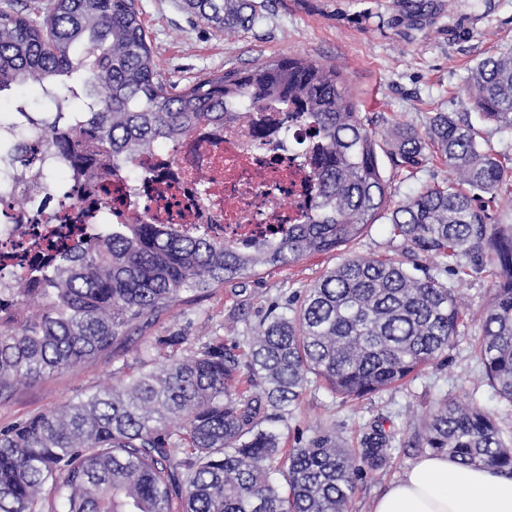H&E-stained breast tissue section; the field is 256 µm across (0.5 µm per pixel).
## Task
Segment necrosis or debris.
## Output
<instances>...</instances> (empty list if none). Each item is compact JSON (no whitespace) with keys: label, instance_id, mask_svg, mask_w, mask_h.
<instances>
[{"label":"necrosis or debris","instance_id":"obj_1","mask_svg":"<svg viewBox=\"0 0 512 512\" xmlns=\"http://www.w3.org/2000/svg\"><path fill=\"white\" fill-rule=\"evenodd\" d=\"M56 134L43 130L34 166L14 161L12 179L0 182V251L32 259L31 235L62 224H120L132 208L148 210L162 224L194 231L220 224L241 241H261L265 224H284L309 209L310 165L305 146L284 140L275 126L258 130L248 117L200 126L175 153L142 155L137 168L114 171L93 185L57 184Z\"/></svg>","mask_w":512,"mask_h":512}]
</instances>
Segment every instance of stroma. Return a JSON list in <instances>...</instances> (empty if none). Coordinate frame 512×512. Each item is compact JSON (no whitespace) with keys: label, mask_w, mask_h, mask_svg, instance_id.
<instances>
[{"label":"stroma","mask_w":512,"mask_h":512,"mask_svg":"<svg viewBox=\"0 0 512 512\" xmlns=\"http://www.w3.org/2000/svg\"><path fill=\"white\" fill-rule=\"evenodd\" d=\"M134 4L164 81L183 87L198 76L257 60L305 58L336 66L359 112L379 129L395 122L421 129L431 113L471 111L464 93L471 69L481 59L512 49V0H272L251 30L230 39L181 10L178 0ZM380 164L395 204L450 176L441 165L411 175L395 169L388 157H381ZM403 247L382 217L341 250L212 289L132 331L127 343L113 351L40 381L16 384L0 396V428L111 386L141 365L166 361L173 352L189 354L209 339L223 338L230 347L243 343L268 302L308 287L348 257L398 258ZM436 276L460 298L465 311L441 363L402 388L348 403L327 390L307 387L300 407L279 426L291 440L309 438L324 427L352 450L370 425L394 433L386 466L356 482L348 512H369L373 500L417 458L408 443L441 398L490 410L504 437L512 438V403L497 395L476 350L493 278L485 271L453 269ZM175 334L185 338L176 351L166 344Z\"/></svg>","instance_id":"35a3bbf8"}]
</instances>
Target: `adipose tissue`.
Wrapping results in <instances>:
<instances>
[{
	"mask_svg": "<svg viewBox=\"0 0 512 512\" xmlns=\"http://www.w3.org/2000/svg\"><path fill=\"white\" fill-rule=\"evenodd\" d=\"M371 512H512V476L427 453L390 483Z\"/></svg>",
	"mask_w": 512,
	"mask_h": 512,
	"instance_id": "obj_1",
	"label": "adipose tissue"
}]
</instances>
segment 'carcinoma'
Returning <instances> with one entry per match:
<instances>
[{
  "label": "carcinoma",
  "instance_id": "obj_1",
  "mask_svg": "<svg viewBox=\"0 0 512 512\" xmlns=\"http://www.w3.org/2000/svg\"><path fill=\"white\" fill-rule=\"evenodd\" d=\"M269 0H180L226 36L250 30ZM48 84L60 101L82 95L56 142L87 183L178 144L226 110L251 105L303 131L317 199L300 221L250 247L212 230L189 233L134 209L41 245L0 297V392L76 368L126 342L139 324L263 268L289 266L354 242L388 217L402 258H348L313 285L266 306L238 353L217 338L187 356L0 429V512H347L355 483L382 469L394 436L374 425L359 455L319 431L288 445L284 422L311 381L345 401L403 385L453 346L457 297L436 268H496L481 317L478 356L512 403V224L491 210L512 185V155L484 146L468 119L434 112L424 130L378 132L358 112L334 66L285 57L177 89L159 75L133 0H51L42 19L0 9V93ZM466 93L482 120L512 130V50L472 68ZM61 112H32L14 152L34 153L38 130ZM414 173L452 177L390 206L379 153ZM414 448L512 476V442L477 404L443 401Z\"/></svg>",
  "mask_w": 512,
  "mask_h": 512
}]
</instances>
